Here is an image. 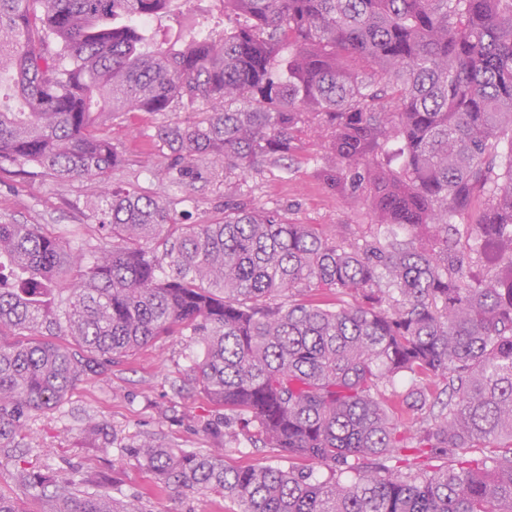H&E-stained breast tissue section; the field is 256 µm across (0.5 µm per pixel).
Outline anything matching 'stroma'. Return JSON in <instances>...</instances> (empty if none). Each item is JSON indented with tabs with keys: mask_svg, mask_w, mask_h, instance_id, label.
<instances>
[{
	"mask_svg": "<svg viewBox=\"0 0 512 512\" xmlns=\"http://www.w3.org/2000/svg\"><path fill=\"white\" fill-rule=\"evenodd\" d=\"M175 112L123 116L109 133L127 159L114 170L116 184L145 187L170 197L166 162L158 157L149 135L155 126L178 120ZM324 141L303 132L289 173L273 165L260 173L240 176L238 182L255 203L286 208L298 224H315L324 231L337 225L367 224V209L331 189L322 176ZM100 187L74 177L60 181L51 175L0 172V223L40 224L70 244L96 242ZM197 348L188 336H161L116 360L105 373L84 380L56 408L32 414L22 441L23 458L35 469L54 468L76 482L94 484L100 475L110 481L103 491L122 500L139 499L144 512H238V504L222 493L209 491L190 497L157 490L150 472L115 454L100 452L82 432L88 421H106L118 444L150 436L171 448L224 451L229 467L257 462L287 467L288 461L246 441L225 443L205 431L219 412L207 396L189 382L185 370ZM99 483V482H98Z\"/></svg>",
	"mask_w": 512,
	"mask_h": 512,
	"instance_id": "1",
	"label": "stroma"
}]
</instances>
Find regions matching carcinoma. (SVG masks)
I'll use <instances>...</instances> for the list:
<instances>
[{
	"label": "carcinoma",
	"mask_w": 512,
	"mask_h": 512,
	"mask_svg": "<svg viewBox=\"0 0 512 512\" xmlns=\"http://www.w3.org/2000/svg\"><path fill=\"white\" fill-rule=\"evenodd\" d=\"M217 2L160 39L143 21L175 0H0V170L106 185L124 164L110 123L192 114L150 135L177 200L106 191L85 248L0 224V448L112 360L189 334L186 376L224 409L209 431L233 421L227 437L326 475L118 448L160 488L239 512H512V0ZM311 115L324 180L367 203L368 233L329 237L238 187L177 221L198 179L288 171ZM86 432L113 444L106 422ZM14 479L52 512H143Z\"/></svg>",
	"instance_id": "carcinoma-1"
}]
</instances>
